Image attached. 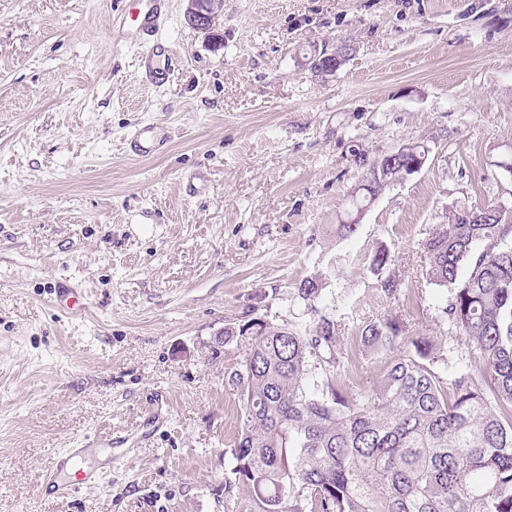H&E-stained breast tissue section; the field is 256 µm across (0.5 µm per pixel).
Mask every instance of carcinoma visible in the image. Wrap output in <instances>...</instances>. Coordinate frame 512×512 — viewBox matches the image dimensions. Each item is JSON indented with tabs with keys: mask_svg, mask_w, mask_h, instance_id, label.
<instances>
[{
	"mask_svg": "<svg viewBox=\"0 0 512 512\" xmlns=\"http://www.w3.org/2000/svg\"><path fill=\"white\" fill-rule=\"evenodd\" d=\"M407 167L386 182L368 171L370 189L352 196V208ZM463 210L450 209L425 242V279L450 288L444 314L478 351L488 387L466 370L443 378L438 365L448 358L436 341L409 335L396 318L369 321L355 337L360 351L387 359L368 386L338 377L349 354L332 318L269 325L248 337L235 373L232 471L259 512H512V225L494 205L479 209V224L465 223ZM391 262L386 250L370 262L389 297ZM321 292L309 279L297 288L315 313Z\"/></svg>",
	"mask_w": 512,
	"mask_h": 512,
	"instance_id": "carcinoma-1",
	"label": "carcinoma"
}]
</instances>
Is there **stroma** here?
<instances>
[{
  "instance_id": "obj_1",
  "label": "stroma",
  "mask_w": 512,
  "mask_h": 512,
  "mask_svg": "<svg viewBox=\"0 0 512 512\" xmlns=\"http://www.w3.org/2000/svg\"><path fill=\"white\" fill-rule=\"evenodd\" d=\"M118 2L0 0V512H258L232 473L248 345L224 329L308 322L297 287L320 274L344 349L393 317L477 366L423 245L452 206L512 208V0H216L207 32L169 0L150 73L113 41ZM146 124L169 150L131 158ZM416 143L422 170L338 236L368 162ZM143 431L98 487L47 496L54 451ZM391 262V256L386 250L376 251L370 262V271L376 276L379 287L387 297L393 296L397 291L396 279L390 280L389 274L384 276V272Z\"/></svg>"
}]
</instances>
